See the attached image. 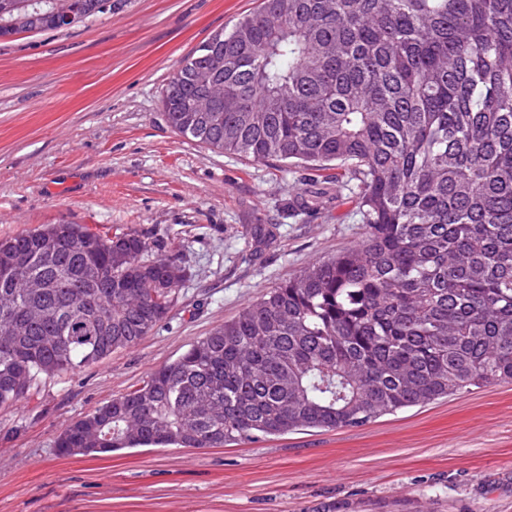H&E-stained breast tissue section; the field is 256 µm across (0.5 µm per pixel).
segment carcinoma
<instances>
[{
    "mask_svg": "<svg viewBox=\"0 0 512 512\" xmlns=\"http://www.w3.org/2000/svg\"><path fill=\"white\" fill-rule=\"evenodd\" d=\"M110 9L0 0V37ZM162 105L211 149L343 170L364 239L67 425L60 454L359 428L512 380V0H260L182 62ZM186 275L133 231L0 240V408L140 342Z\"/></svg>",
    "mask_w": 512,
    "mask_h": 512,
    "instance_id": "carcinoma-1",
    "label": "carcinoma"
}]
</instances>
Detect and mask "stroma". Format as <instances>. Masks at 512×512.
<instances>
[{
	"label": "stroma",
	"mask_w": 512,
	"mask_h": 512,
	"mask_svg": "<svg viewBox=\"0 0 512 512\" xmlns=\"http://www.w3.org/2000/svg\"><path fill=\"white\" fill-rule=\"evenodd\" d=\"M258 5L112 0L73 29L0 39V238L60 223L133 230L187 267L141 342L0 409V512H512V381L355 429L58 455L70 422L363 239L335 171L214 151L165 119L161 92L181 61ZM302 197L319 214H297ZM258 222L274 226L271 242L252 239Z\"/></svg>",
	"instance_id": "1"
}]
</instances>
